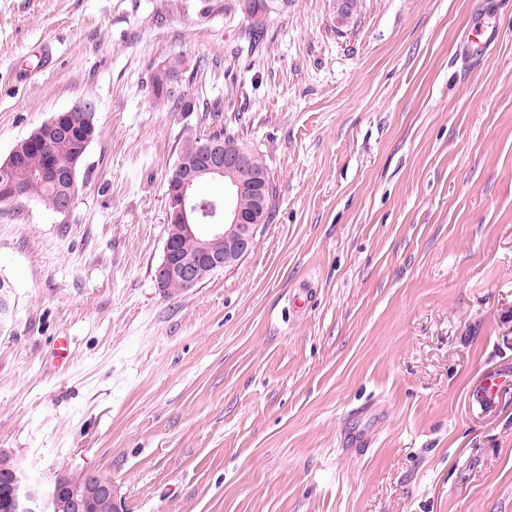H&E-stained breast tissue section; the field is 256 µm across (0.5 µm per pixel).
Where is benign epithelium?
Returning a JSON list of instances; mask_svg holds the SVG:
<instances>
[{"instance_id": "1", "label": "benign epithelium", "mask_w": 512, "mask_h": 512, "mask_svg": "<svg viewBox=\"0 0 512 512\" xmlns=\"http://www.w3.org/2000/svg\"><path fill=\"white\" fill-rule=\"evenodd\" d=\"M181 81L182 74L167 65L158 70L153 84L161 96H177L178 111L187 114L194 107L181 92ZM93 112L91 103L57 112L15 146L0 163V201L18 196L14 174L23 160L22 147L49 148L61 142H77L79 147L74 152L79 157L95 136ZM270 179L271 173L257 166L251 150H229L221 138L206 134L181 149L167 179L168 235L162 262L155 270L158 288L167 292L179 283L184 290H192L211 273L235 265L252 252L266 216L263 188ZM204 180L222 181L224 195L202 199L198 188ZM33 181L60 190L55 212L70 210L77 191L75 165L60 166L49 160ZM245 196L252 197L254 203L248 213L238 205ZM2 488L5 492L0 498L8 512H34L38 502L46 512H93L101 496L114 497L109 480L81 484L65 474L59 475L45 494L30 485L16 467L0 470Z\"/></svg>"}]
</instances>
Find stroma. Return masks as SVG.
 Returning <instances> with one entry per match:
<instances>
[{"label": "stroma", "instance_id": "stroma-1", "mask_svg": "<svg viewBox=\"0 0 512 512\" xmlns=\"http://www.w3.org/2000/svg\"><path fill=\"white\" fill-rule=\"evenodd\" d=\"M252 26L237 0H0V160L54 113L96 125L67 214L0 203V451L121 512H512V381L475 393L512 378V0ZM176 58L187 115L153 92ZM203 108L276 197L250 254L171 296L167 178Z\"/></svg>", "mask_w": 512, "mask_h": 512}]
</instances>
